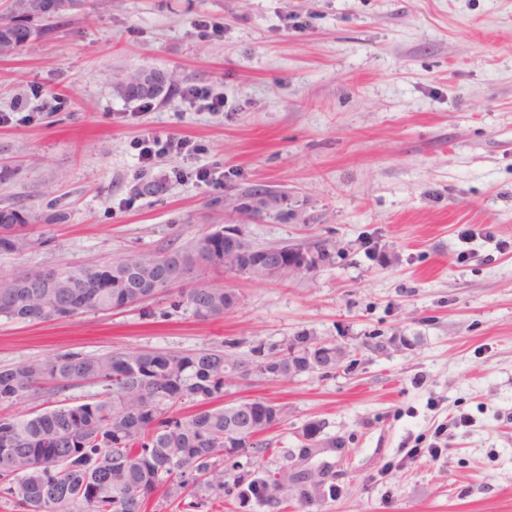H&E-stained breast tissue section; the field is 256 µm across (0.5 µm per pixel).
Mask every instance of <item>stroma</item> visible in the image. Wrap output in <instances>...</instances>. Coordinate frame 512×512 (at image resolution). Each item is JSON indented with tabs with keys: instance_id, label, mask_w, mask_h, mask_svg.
I'll return each mask as SVG.
<instances>
[{
	"instance_id": "35a3bbf8",
	"label": "stroma",
	"mask_w": 512,
	"mask_h": 512,
	"mask_svg": "<svg viewBox=\"0 0 512 512\" xmlns=\"http://www.w3.org/2000/svg\"><path fill=\"white\" fill-rule=\"evenodd\" d=\"M145 69L170 86L141 112L116 86ZM191 86L222 95L223 112L189 106ZM1 113L0 209L27 213L32 244L0 251V282L222 227L256 249L322 241L333 261L225 273L239 301L209 321L158 300L1 317L0 368L67 350L233 339L247 360L256 340H344L355 359L329 375L228 388L286 405L275 447L322 422L336 496L314 512H512V0H71L0 54ZM146 136L198 150L147 166ZM215 167L222 182L197 181ZM486 226L493 239L461 236ZM373 336L406 343L381 353Z\"/></svg>"
}]
</instances>
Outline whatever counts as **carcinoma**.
Instances as JSON below:
<instances>
[{"mask_svg": "<svg viewBox=\"0 0 512 512\" xmlns=\"http://www.w3.org/2000/svg\"><path fill=\"white\" fill-rule=\"evenodd\" d=\"M65 0H27L22 11L0 17V50L24 43L25 28L61 9ZM168 77L130 74L117 87L128 101L162 95ZM31 245L26 216L0 209V249ZM198 268L219 275L234 269L224 258V230L190 247L143 253L115 264L75 271L30 269L0 283V317L52 321L120 310L165 297L175 312L207 321L224 314L226 288L183 287ZM294 375L336 369L323 339L298 336ZM239 342L185 352L67 351L44 361L0 369V501L13 512H145L152 494L186 506L208 497H232L241 512H283L290 499L313 507L336 497V486L305 476L288 448H269L263 435L285 420V406L226 402L229 381L252 371L288 375V341L251 347L242 361ZM101 391L82 403L42 412L9 413L49 400L82 383ZM273 457L271 468L265 459ZM246 458L241 463L240 458Z\"/></svg>", "mask_w": 512, "mask_h": 512, "instance_id": "obj_1", "label": "carcinoma"}]
</instances>
